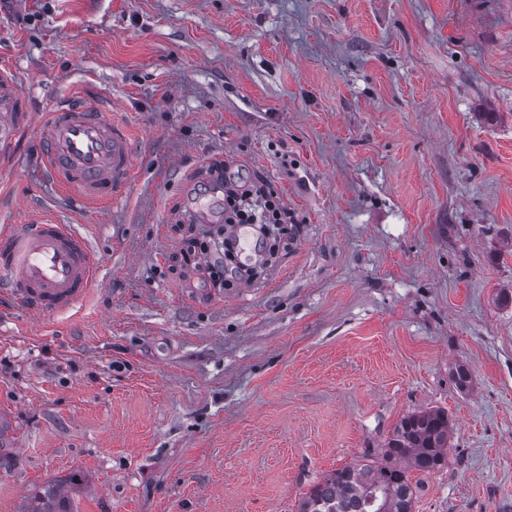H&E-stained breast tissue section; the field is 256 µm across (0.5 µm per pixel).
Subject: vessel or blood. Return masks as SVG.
Returning a JSON list of instances; mask_svg holds the SVG:
<instances>
[{"label":"vessel or blood","instance_id":"b4317fda","mask_svg":"<svg viewBox=\"0 0 512 512\" xmlns=\"http://www.w3.org/2000/svg\"><path fill=\"white\" fill-rule=\"evenodd\" d=\"M24 100L15 73L0 71V144L13 132ZM43 163L63 189L101 204L118 199L133 170L128 126L97 104L57 105L45 123ZM97 259L72 225L45 222L0 230V283L31 314L70 310L95 284Z\"/></svg>","mask_w":512,"mask_h":512}]
</instances>
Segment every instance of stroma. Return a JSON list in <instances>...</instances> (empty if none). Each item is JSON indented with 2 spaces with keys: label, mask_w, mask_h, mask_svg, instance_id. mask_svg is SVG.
<instances>
[{
  "label": "stroma",
  "mask_w": 512,
  "mask_h": 512,
  "mask_svg": "<svg viewBox=\"0 0 512 512\" xmlns=\"http://www.w3.org/2000/svg\"><path fill=\"white\" fill-rule=\"evenodd\" d=\"M4 66L0 227L74 225L98 276L50 317L0 290V512H297L429 408L414 512H512V0H0ZM66 99L131 128L121 198L42 168ZM220 175L289 221L218 283ZM24 100L21 96V85L14 72L0 71V147L14 132L11 116L14 112H22ZM28 512H73L69 507V501L65 497L58 484L49 485L43 494L37 498V504Z\"/></svg>",
  "instance_id": "obj_1"
}]
</instances>
